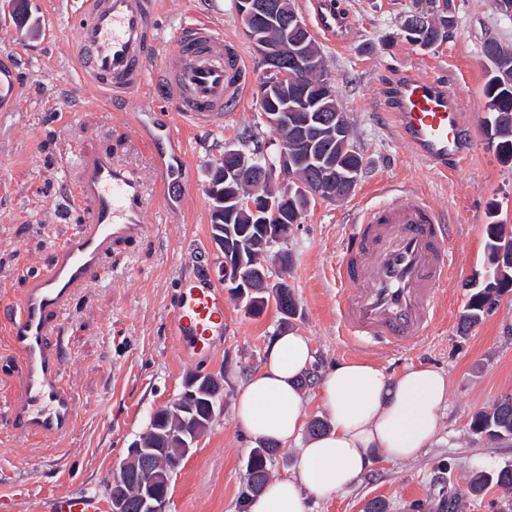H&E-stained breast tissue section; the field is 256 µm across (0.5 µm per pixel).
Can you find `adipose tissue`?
I'll use <instances>...</instances> for the list:
<instances>
[{
  "label": "adipose tissue",
  "instance_id": "obj_1",
  "mask_svg": "<svg viewBox=\"0 0 512 512\" xmlns=\"http://www.w3.org/2000/svg\"><path fill=\"white\" fill-rule=\"evenodd\" d=\"M313 359L306 336L292 331L274 338L261 369L235 396L243 434L279 445L298 441L306 418L300 381ZM448 391L447 375L428 365L389 375L368 361L335 364L319 388L328 430L300 448L294 475L267 483L251 512H308L309 497L327 498L350 487L373 454L416 458L439 432Z\"/></svg>",
  "mask_w": 512,
  "mask_h": 512
}]
</instances>
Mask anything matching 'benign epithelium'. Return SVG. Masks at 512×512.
<instances>
[{
  "mask_svg": "<svg viewBox=\"0 0 512 512\" xmlns=\"http://www.w3.org/2000/svg\"><path fill=\"white\" fill-rule=\"evenodd\" d=\"M287 0H241L237 12L244 31L259 60V84L262 91L288 87L285 112H266L265 120L279 143V151L270 156L261 149L236 165L224 166V183H258V189L235 200L258 224H246L238 233H212L211 244L224 255L218 278L224 290L250 311H260L253 299L254 281L288 288V252L279 251L273 262L245 266L243 245L269 254L274 244L285 237L282 231L288 208L302 201L307 204L334 202L347 189L336 190V165L325 160L317 142L329 138L346 143L352 129L336 116L320 111L303 92V79L319 69L320 62L308 52L311 39L307 25ZM224 379L199 372L184 384L183 391L152 415L158 423L165 418H183L192 413L202 398L222 399ZM201 435L189 421L167 430L165 448H146L136 439L127 448L125 458L113 471L108 485L110 512H168L173 475L196 446Z\"/></svg>",
  "mask_w": 512,
  "mask_h": 512,
  "instance_id": "7a95c632",
  "label": "benign epithelium"
}]
</instances>
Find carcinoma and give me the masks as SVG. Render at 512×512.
Returning a JSON list of instances; mask_svg holds the SVG:
<instances>
[{
  "label": "carcinoma",
  "instance_id": "carcinoma-1",
  "mask_svg": "<svg viewBox=\"0 0 512 512\" xmlns=\"http://www.w3.org/2000/svg\"><path fill=\"white\" fill-rule=\"evenodd\" d=\"M426 7L431 14L427 26L418 31H407L405 37L422 49H428L448 37L454 20L449 11V0H417V7ZM308 50L320 60V69L308 75L305 80L309 98L316 101L326 112L338 115L346 121L337 91L327 84L329 74L323 62V56L315 41L308 42ZM487 71L484 84V96L488 100L490 117L486 121L485 133L488 144L505 162H512V49L496 44V53L486 57ZM336 152V161L343 172L359 171L363 156L353 144L343 149L332 148ZM247 223L240 211L218 209L211 213V224ZM488 270L483 282L472 283V292L459 317L460 328L471 329L496 308L499 298L512 290V232L503 224L487 225ZM277 310L286 321L296 319L298 305L294 292L289 288L272 292ZM471 429L490 440H503L512 437V393L501 396L489 412L476 413L470 423ZM277 448L262 443L252 449L245 463L247 497L244 505H249L269 480L268 464ZM495 480L500 488L512 493V465H506L495 473L494 477L478 473L471 477L468 492L471 496L481 495L489 480Z\"/></svg>",
  "mask_w": 512,
  "mask_h": 512
}]
</instances>
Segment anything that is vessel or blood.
Returning <instances> with one entry per match:
<instances>
[{"mask_svg": "<svg viewBox=\"0 0 512 512\" xmlns=\"http://www.w3.org/2000/svg\"><path fill=\"white\" fill-rule=\"evenodd\" d=\"M158 0H80L68 15L76 36L83 79L110 98L140 90L150 72L156 44ZM319 28L344 42L347 19L317 7ZM178 64L168 82L174 103L190 124L210 125L225 110L243 104L250 92L239 50L216 35L207 18L173 38ZM387 118L414 155L445 173L473 150L471 127L460 98L436 76L401 73L388 90ZM386 201L360 207L336 266L340 289L336 309L344 332L354 340L409 347L428 335L438 317L440 296L453 278L446 246L452 227L423 195L386 189ZM89 207L83 233L57 245L44 269L32 274L23 300L0 306L21 361L16 409L31 433L55 437L74 427L75 399L61 377L59 336L64 315L79 288L101 271L112 248L144 235L148 199L142 179L100 153L84 160L68 211ZM173 353L202 362L224 335L220 289L196 279L180 281L170 309ZM87 499L56 494L41 500L38 512H87Z\"/></svg>", "mask_w": 512, "mask_h": 512, "instance_id": "vessel-or-blood-1", "label": "vessel or blood"}]
</instances>
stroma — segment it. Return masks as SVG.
<instances>
[{"label": "stroma", "mask_w": 512, "mask_h": 512, "mask_svg": "<svg viewBox=\"0 0 512 512\" xmlns=\"http://www.w3.org/2000/svg\"><path fill=\"white\" fill-rule=\"evenodd\" d=\"M75 2L29 0L32 21L24 25L13 18L10 0H0V60L15 65L20 83L16 97L0 107V304L18 300L29 275L49 263L54 247L82 234L87 212L63 220L59 211L85 157L109 153L151 190L157 157L177 169L178 177L156 194L145 217L147 234L115 247L105 259L109 276L92 277L66 312L63 382L79 408L72 431L45 441L18 430L19 360L10 327L0 320V497L13 500L15 512H37L39 497L59 493H78L107 507V476L129 443L145 431L153 411L181 392L189 374L202 371L223 376V402L172 480L169 512H240L254 443L235 422L234 396L261 368L273 338L292 329L310 339L320 374L343 360H367L388 374L431 365L450 381L440 430L428 448L409 461L375 457L348 490L310 500V512H362L375 498L385 500L390 512H448L452 491L460 512H512V498L500 487L488 485L477 498L467 489L475 473L512 464V440L491 442L469 429L476 412L512 393V292L482 324L464 334L458 329L468 298L465 284L487 267V224L512 228V162L498 158L484 132L482 54L489 39L512 48V17L498 12L493 0H449L454 24L447 39L422 50L401 30L414 0H330L351 25L339 46L318 29L315 0H294L349 117L363 172L351 196L310 206L288 228L283 247L292 257L288 281L301 309L297 319L283 322L271 301L251 315L225 296L224 343L208 361L195 364L170 351L168 308L181 278H212L221 261L211 248L206 185L225 143L249 134L274 154L278 142L254 91L210 126H189L172 107L177 91L165 72L176 61L174 35L200 13L238 47L253 84L257 55L235 0H164L147 86L110 103L75 69V33L67 23ZM406 70L446 78L463 102L474 149L450 174L425 167L384 117L387 85ZM378 185L413 188L451 215L455 226L448 247L455 279L439 322L420 342L357 350L339 323L335 270L357 202H380ZM23 477L30 494L19 499L15 486Z\"/></svg>", "instance_id": "obj_1"}]
</instances>
